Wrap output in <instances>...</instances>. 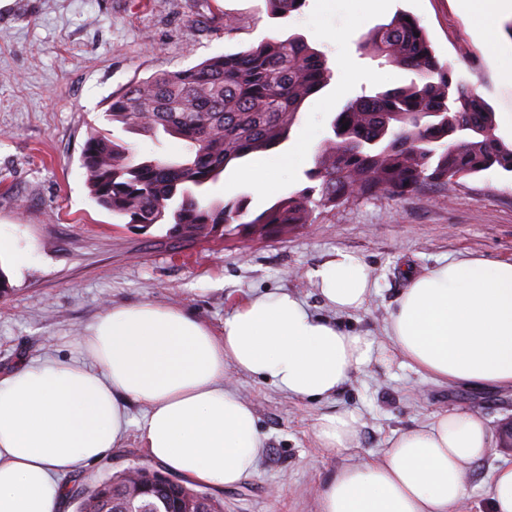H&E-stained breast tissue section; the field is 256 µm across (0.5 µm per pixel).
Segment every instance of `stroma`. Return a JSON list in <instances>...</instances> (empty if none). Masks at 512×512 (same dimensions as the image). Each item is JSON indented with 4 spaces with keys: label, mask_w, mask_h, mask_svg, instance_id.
Listing matches in <instances>:
<instances>
[{
    "label": "stroma",
    "mask_w": 512,
    "mask_h": 512,
    "mask_svg": "<svg viewBox=\"0 0 512 512\" xmlns=\"http://www.w3.org/2000/svg\"><path fill=\"white\" fill-rule=\"evenodd\" d=\"M399 11L425 28L436 57L490 105L494 132L512 143V83L497 77L512 55L491 58L485 21L458 0H307L286 19L267 15L264 0H7L0 7V254L9 282L0 296V373L47 360L83 359L81 336L108 303L144 301L181 307L222 331L224 316L254 294L287 291L345 331L387 345L386 324L406 285V271L461 257L512 260V174L490 170L461 178L454 191L429 186L398 196L380 193L319 211L313 223L244 240L210 236L185 247L156 225L118 223L89 196L81 153L90 127H106L113 94L161 72L196 66L292 33L347 67L303 105L291 137L312 131L314 146L329 120L361 90L408 83L407 71L359 57L357 42ZM238 20L224 32L225 16ZM343 32V46L333 37ZM313 154L287 172L271 167L272 194L238 181L229 166L207 196L250 195L257 213L301 189ZM358 255L376 289L365 308L325 306L311 273L330 254ZM227 388L255 408L265 436L255 471L214 492L224 512H318L317 488L340 465L381 455L396 432L455 407L478 414L492 451L478 463L459 512H488L494 468L512 460L503 428L512 422V392L440 384L390 358L355 373L326 400H300L270 382L230 372ZM127 407L131 425L119 448L89 465V486L130 465H151L139 439L143 404ZM351 411L361 420L358 448L339 453L315 436L321 416Z\"/></svg>",
    "instance_id": "35a3bbf8"
}]
</instances>
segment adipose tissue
I'll return each mask as SVG.
<instances>
[{
	"instance_id": "obj_1",
	"label": "adipose tissue",
	"mask_w": 512,
	"mask_h": 512,
	"mask_svg": "<svg viewBox=\"0 0 512 512\" xmlns=\"http://www.w3.org/2000/svg\"><path fill=\"white\" fill-rule=\"evenodd\" d=\"M460 3L484 16L485 47L497 54L512 0ZM313 277L338 312L362 309L372 295L369 270L351 253L331 255ZM386 336L404 363L435 380L512 388V262L471 257L407 274ZM82 344L84 360L0 376V512H64L63 476L121 441L130 400L148 409L140 439L154 461L191 484L237 485L255 469L265 436L253 405L226 388L228 371L319 400L382 355L374 340L286 291L248 297L219 335L179 307L110 305ZM359 434L351 412L323 415L315 429L323 447L339 451L357 447ZM491 444L481 417L448 409L399 433L380 456L339 467L320 487L319 512H454Z\"/></svg>"
}]
</instances>
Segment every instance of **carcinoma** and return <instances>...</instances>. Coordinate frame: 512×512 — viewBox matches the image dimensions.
<instances>
[{
    "label": "carcinoma",
    "instance_id": "cac0c4a2",
    "mask_svg": "<svg viewBox=\"0 0 512 512\" xmlns=\"http://www.w3.org/2000/svg\"><path fill=\"white\" fill-rule=\"evenodd\" d=\"M306 0H266L284 19ZM397 13L358 43L362 56L413 74L395 89L348 100L329 124L308 185L249 216V195L208 202L205 193L233 162L286 142L312 95L329 85L324 54L300 34L272 39L164 72L112 96L106 120L123 131L163 132L185 143L178 159H136L108 130L90 132L81 153L91 199L124 224H168L185 242L214 235L251 238L271 227L310 224L319 208L377 193L406 195L426 185L452 188L491 168L512 172V146L490 134L488 105L465 81L452 80L425 29ZM348 129H342L344 124ZM127 469L90 487H67L76 512H224L209 493L153 469L135 484Z\"/></svg>",
    "mask_w": 512,
    "mask_h": 512
}]
</instances>
